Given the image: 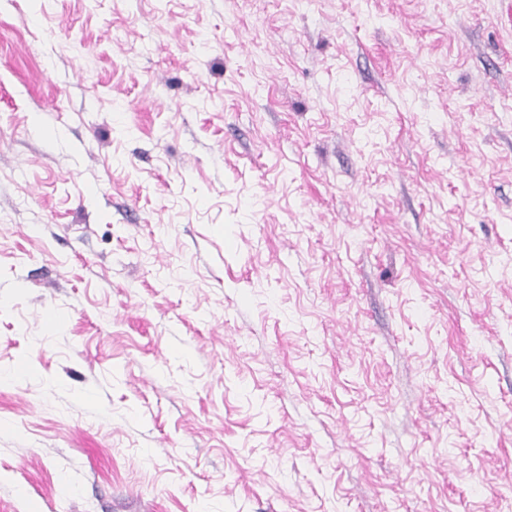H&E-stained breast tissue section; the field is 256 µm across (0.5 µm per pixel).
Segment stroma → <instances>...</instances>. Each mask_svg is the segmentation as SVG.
Segmentation results:
<instances>
[{
  "mask_svg": "<svg viewBox=\"0 0 512 512\" xmlns=\"http://www.w3.org/2000/svg\"><path fill=\"white\" fill-rule=\"evenodd\" d=\"M0 512H512V0H0Z\"/></svg>",
  "mask_w": 512,
  "mask_h": 512,
  "instance_id": "1",
  "label": "stroma"
}]
</instances>
